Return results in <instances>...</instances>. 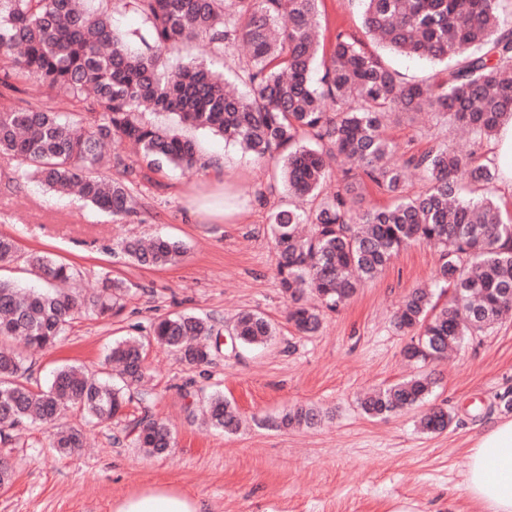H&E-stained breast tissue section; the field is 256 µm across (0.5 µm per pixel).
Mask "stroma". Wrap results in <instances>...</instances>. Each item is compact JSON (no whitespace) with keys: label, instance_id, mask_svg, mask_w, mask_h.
<instances>
[{"label":"stroma","instance_id":"1","mask_svg":"<svg viewBox=\"0 0 512 512\" xmlns=\"http://www.w3.org/2000/svg\"><path fill=\"white\" fill-rule=\"evenodd\" d=\"M359 0H324L326 42L337 32L361 35ZM31 102L72 108L64 89L32 82L0 97V109ZM400 150L425 149L439 138L462 155L477 153L500 163V139L474 146L468 133L425 115L391 125ZM211 166L193 174H133L136 213L123 222L76 196L49 191L20 175L15 160L0 156V234L15 239L22 255L41 252L73 265L79 288L93 292L103 276L133 289L123 309L108 318L75 319L56 347L33 357V390L45 387L65 364L102 369L116 339L145 336L161 316L191 311L229 325L243 311L262 313L276 328L260 348H244L222 336L211 364L191 367L156 345L147 350L154 409L176 438L169 456H147L125 438L121 425L98 424L69 409L61 424L83 430L86 448L57 459L48 448L49 425L32 423L0 442V453L19 466L10 488L0 490V512H113L115 502L145 488L165 485L200 499L206 512H475L464 488L469 450L487 423L512 420V318L473 337L434 365L431 397L447 408L451 423L424 434L418 415L364 416L357 396L412 373L402 356L410 337L396 330L394 315L414 288L431 284L439 251L417 242L402 249L373 281L341 309L326 312L320 331L297 335L274 272L267 233L272 212L290 199L274 163H260L223 139L190 129ZM224 199V221L191 219V202ZM163 235L187 251L175 266L131 264L119 244ZM219 391L238 406L244 425L234 434L192 421L190 396ZM298 404L320 407L324 421L310 429L275 422Z\"/></svg>","mask_w":512,"mask_h":512}]
</instances>
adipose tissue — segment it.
I'll use <instances>...</instances> for the list:
<instances>
[{
    "label": "adipose tissue",
    "instance_id": "obj_1",
    "mask_svg": "<svg viewBox=\"0 0 512 512\" xmlns=\"http://www.w3.org/2000/svg\"><path fill=\"white\" fill-rule=\"evenodd\" d=\"M465 489L478 512H512V421L487 425L473 448ZM113 512H204L199 499L152 487L116 502Z\"/></svg>",
    "mask_w": 512,
    "mask_h": 512
}]
</instances>
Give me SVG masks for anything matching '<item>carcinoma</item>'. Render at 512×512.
<instances>
[{
    "instance_id": "obj_1",
    "label": "carcinoma",
    "mask_w": 512,
    "mask_h": 512,
    "mask_svg": "<svg viewBox=\"0 0 512 512\" xmlns=\"http://www.w3.org/2000/svg\"><path fill=\"white\" fill-rule=\"evenodd\" d=\"M512 0H362L363 30L390 53L441 65L431 77L410 82L364 40L339 31L324 52L319 27L324 0H134L147 27L133 50L112 25L107 11L84 0H0V89L17 92V82L34 79L66 88L81 112L30 103L0 111V156L17 159L49 190L76 193L116 221L136 213L131 183L108 170L132 165L105 152L117 137L133 145L147 167L160 171L205 168L210 161L179 127L210 132L259 162H274L280 181L296 199L316 205L270 215L275 271L289 302L288 320L304 336L316 333L321 313L310 295L336 311L366 282L375 279L398 251L414 242L440 249L436 283L448 300L416 288L403 300L395 327L411 335L404 357L421 368L408 379L358 398L368 417L411 410L427 401L435 379L424 367L494 325L512 310V215L503 216L492 194H463L461 178L488 188L494 167L476 154L463 158L437 139L424 151L398 155L385 133L388 121L431 112L466 128L474 143L492 139L512 119ZM195 42L218 56L241 42L249 55L237 75L248 96L227 89L224 75L205 60L184 62L178 46ZM320 68L319 80L313 79ZM332 104L334 111L326 109ZM167 114L174 125L146 120ZM342 158L341 187L325 191L333 162ZM426 190L406 194L409 170ZM370 181L386 192V206L354 207L358 186ZM122 251L132 264L164 268L185 253L174 239L145 243L129 239ZM18 253L15 240L0 235V266ZM38 288L0 278V439L29 422L53 423L77 407L98 423L120 418L132 402L142 415L129 425L134 447L151 456L175 445L171 428L153 416L157 395L138 385L147 377L146 348L155 343L178 353L190 366L210 363L223 333L192 313L155 321L147 339L112 345L105 361L114 374L97 379L79 366L59 369L45 390L25 382L31 366L20 351L1 344L15 336L35 348H50L83 311L99 316L121 309L128 292L121 280L104 277L84 294L71 287L80 273L43 253L28 255ZM275 328L262 314L241 312L230 335L246 347L267 343ZM209 426L239 430L236 405L219 394L192 403ZM323 415L311 405L291 407L283 428H313ZM439 405L419 419L425 433L448 428ZM77 429H61L51 440L62 456L83 447ZM15 462L0 455V488L10 486Z\"/></svg>"
}]
</instances>
